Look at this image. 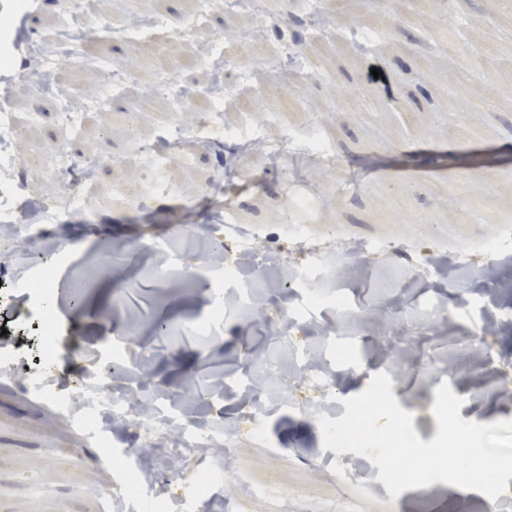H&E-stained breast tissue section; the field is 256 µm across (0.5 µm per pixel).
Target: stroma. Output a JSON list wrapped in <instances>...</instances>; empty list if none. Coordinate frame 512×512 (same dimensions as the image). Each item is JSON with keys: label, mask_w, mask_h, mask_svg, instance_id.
I'll use <instances>...</instances> for the list:
<instances>
[{"label": "stroma", "mask_w": 512, "mask_h": 512, "mask_svg": "<svg viewBox=\"0 0 512 512\" xmlns=\"http://www.w3.org/2000/svg\"><path fill=\"white\" fill-rule=\"evenodd\" d=\"M345 7L354 21H381L385 44L361 57L342 49V33L326 37V78L309 82L288 53L307 32L294 0H267L264 15L248 18L218 0L205 10L199 0H109L104 17L88 14L85 0H0L10 21L0 31V56L10 60L0 66V110L15 114L21 145L0 159V212L9 219L0 227V327H36L49 310L66 352L47 367L17 350L0 369V512H159L161 501L166 512H329L341 496L358 512H488L482 493L441 481L391 497L369 459L323 449L317 418L343 416L344 398L388 369L405 336L410 358L392 393L422 441L437 434L431 409L444 382L464 398L463 420L512 419V391L502 388L512 370V78L484 71L491 57L512 64V11L501 0H428L422 18L407 20L394 0ZM150 11L163 27L114 36L113 18ZM493 14L500 20L491 27ZM442 15L470 34L458 80L430 24ZM193 17L214 54L225 33H265L245 64L256 83H277L259 93L238 86L255 97L235 120L244 135L291 156L305 151L306 131L327 128L330 150L310 157L304 175L325 189L315 210L294 207L287 163L269 166L207 125L183 124L185 103L153 92L157 61L136 47L179 59L177 33ZM78 19L104 43L107 68L77 47L68 63L80 79L64 97L15 80L30 44ZM373 65L385 82L368 81ZM289 91L298 108L285 101ZM392 92L399 106L388 103ZM103 98L133 116L79 126L60 117V102L81 112ZM462 124L473 131L463 140ZM172 139L188 162L159 155ZM88 157L98 161L92 186L69 203L55 171L61 160ZM474 201L490 217L462 222ZM228 223L247 242L232 257L234 281L210 260ZM492 238L497 251L483 253ZM377 242L387 251L368 255ZM303 262L324 293L314 306L296 276ZM46 264L57 280L44 305L25 283ZM338 296L353 316L337 313ZM291 311L297 324L287 338L276 322ZM298 345L325 363L330 395L289 390L295 376L284 361ZM107 357L124 367L116 394L200 432L223 428L229 457L201 453L194 468L175 469L155 455L134 497L100 500L97 488L137 466L142 431L128 424L101 447L102 433L46 386L64 379L84 391ZM253 482L278 487L281 502L247 496Z\"/></svg>", "instance_id": "35a3bbf8"}]
</instances>
